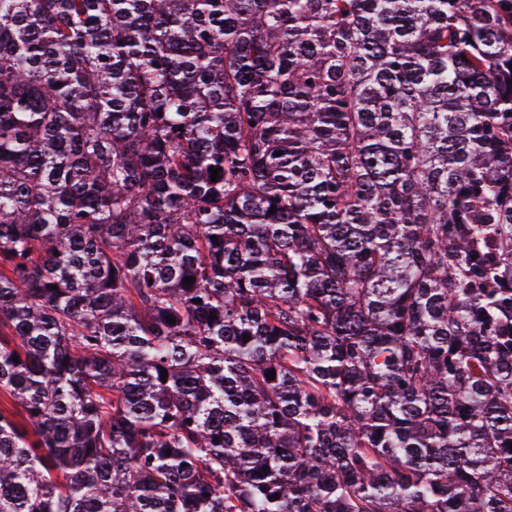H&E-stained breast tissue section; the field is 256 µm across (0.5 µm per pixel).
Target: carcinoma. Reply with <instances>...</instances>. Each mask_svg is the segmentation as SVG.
<instances>
[{
    "instance_id": "cac0c4a2",
    "label": "carcinoma",
    "mask_w": 512,
    "mask_h": 512,
    "mask_svg": "<svg viewBox=\"0 0 512 512\" xmlns=\"http://www.w3.org/2000/svg\"><path fill=\"white\" fill-rule=\"evenodd\" d=\"M511 63L512 0H0V512H512Z\"/></svg>"
}]
</instances>
